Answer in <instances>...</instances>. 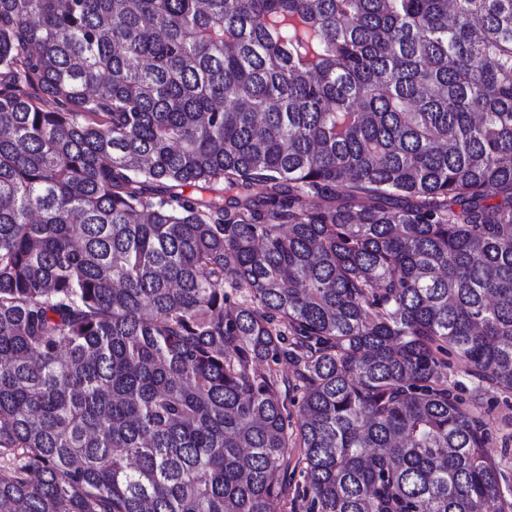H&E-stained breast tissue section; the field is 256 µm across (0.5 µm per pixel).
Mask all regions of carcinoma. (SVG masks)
Segmentation results:
<instances>
[{
	"instance_id": "1",
	"label": "carcinoma",
	"mask_w": 512,
	"mask_h": 512,
	"mask_svg": "<svg viewBox=\"0 0 512 512\" xmlns=\"http://www.w3.org/2000/svg\"><path fill=\"white\" fill-rule=\"evenodd\" d=\"M450 353L512 393V0H0V512H512ZM442 377L446 380L448 388L453 390L465 402V405L471 404V400H474L472 397L473 383L464 361L454 354L448 355V368L442 369Z\"/></svg>"
}]
</instances>
